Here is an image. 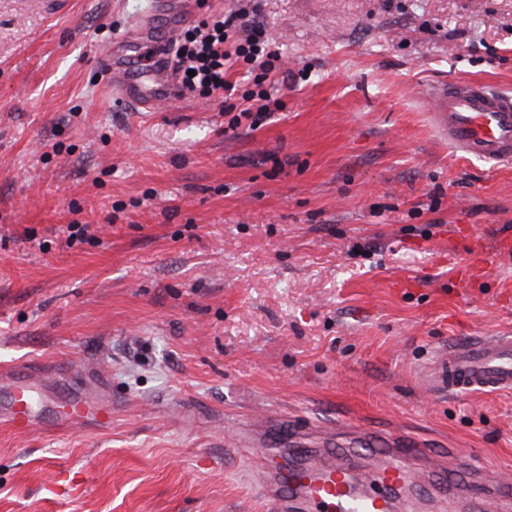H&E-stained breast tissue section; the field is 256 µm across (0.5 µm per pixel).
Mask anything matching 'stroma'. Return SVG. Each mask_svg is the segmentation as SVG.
<instances>
[{
    "instance_id": "35a3bbf8",
    "label": "stroma",
    "mask_w": 512,
    "mask_h": 512,
    "mask_svg": "<svg viewBox=\"0 0 512 512\" xmlns=\"http://www.w3.org/2000/svg\"><path fill=\"white\" fill-rule=\"evenodd\" d=\"M254 3L294 79L231 131L234 96L102 98L152 0H0V369L112 384L111 430L0 425V512H267L233 445L270 412L512 478V392L425 382L512 335V164L456 156L425 100L512 92V0Z\"/></svg>"
}]
</instances>
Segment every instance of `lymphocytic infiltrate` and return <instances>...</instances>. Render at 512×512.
I'll return each mask as SVG.
<instances>
[{
	"label": "lymphocytic infiltrate",
	"mask_w": 512,
	"mask_h": 512,
	"mask_svg": "<svg viewBox=\"0 0 512 512\" xmlns=\"http://www.w3.org/2000/svg\"><path fill=\"white\" fill-rule=\"evenodd\" d=\"M174 46V70L183 90L207 96L224 91L241 93L244 107L230 119L233 129L247 118L262 121L271 110L267 84L288 76L280 53L273 50L267 28L253 8L239 7L195 21L181 32ZM240 62L249 66V87L243 91L226 79L228 69Z\"/></svg>",
	"instance_id": "1"
}]
</instances>
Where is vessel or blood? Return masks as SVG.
<instances>
[{
	"label": "vessel or blood",
	"mask_w": 512,
	"mask_h": 512,
	"mask_svg": "<svg viewBox=\"0 0 512 512\" xmlns=\"http://www.w3.org/2000/svg\"><path fill=\"white\" fill-rule=\"evenodd\" d=\"M192 0H157L154 16L163 18L168 36L193 18ZM149 25L141 23L128 37L104 48L99 57L105 88L114 101L141 112L157 111L180 96L169 65L147 58L143 42ZM430 119L449 146L467 158L512 163V96L485 84H442L431 94ZM427 386L437 393L468 390L512 391V336L477 338L449 349L426 369ZM34 385L25 368H16L0 403V422L24 433L50 426L112 427V401L104 383L73 397L59 410H46L34 399ZM282 434L281 447L271 449L264 463L248 468L245 477L271 512H410L405 496L415 479V461L422 450L410 435L386 438L367 431L345 439L338 428L320 425L322 452L309 449L303 430L279 418L256 429L258 438ZM371 459V476L363 481L351 472L359 451ZM465 486L472 505L495 496L504 512L512 507V485L488 479L467 460L449 470L442 492Z\"/></svg>",
	"instance_id": "1"
}]
</instances>
